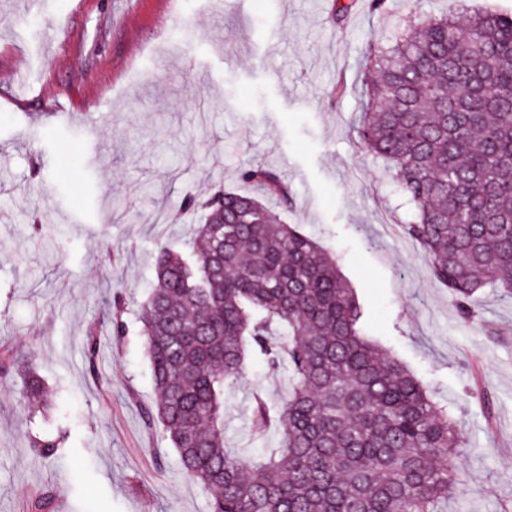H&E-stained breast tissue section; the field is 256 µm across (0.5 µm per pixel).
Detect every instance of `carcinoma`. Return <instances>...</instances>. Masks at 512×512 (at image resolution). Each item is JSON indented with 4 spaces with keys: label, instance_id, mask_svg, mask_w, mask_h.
Masks as SVG:
<instances>
[{
    "label": "carcinoma",
    "instance_id": "1",
    "mask_svg": "<svg viewBox=\"0 0 512 512\" xmlns=\"http://www.w3.org/2000/svg\"><path fill=\"white\" fill-rule=\"evenodd\" d=\"M369 57L358 137L392 163L418 213L404 234L473 318L480 289L512 287V14L477 13L464 28L429 17ZM238 178L254 192L185 198L182 213L201 218L189 253L156 254L139 310L155 391L145 417L160 421L210 512H444L464 445L448 407L363 333L336 258L264 202L292 206L288 186L258 163ZM126 310L120 294L106 303L89 358L99 328L123 335ZM250 356L291 381L280 405L254 395V436L278 423L279 447L263 458L224 448V388L245 377ZM0 372L42 400L22 354L1 359ZM64 447L63 434L31 440L45 458ZM54 501L44 493L27 512Z\"/></svg>",
    "mask_w": 512,
    "mask_h": 512
}]
</instances>
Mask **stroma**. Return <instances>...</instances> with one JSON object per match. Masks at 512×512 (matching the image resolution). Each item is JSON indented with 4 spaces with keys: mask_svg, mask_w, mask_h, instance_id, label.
<instances>
[{
    "mask_svg": "<svg viewBox=\"0 0 512 512\" xmlns=\"http://www.w3.org/2000/svg\"><path fill=\"white\" fill-rule=\"evenodd\" d=\"M0 0V347L20 350L49 394L23 408L0 375V512L49 490L57 512H209L161 425L136 308L160 247L183 249L192 225L163 206L216 184L237 190L257 160L294 199L283 223L332 253L363 311L365 334L395 352L448 405L466 445L447 512H512V292L479 291L461 314L402 227L415 214L392 170L356 127L367 45H388L420 18L512 13V0ZM123 336L86 335L114 294ZM278 403L288 373L249 360L224 390V440L262 456L254 393ZM65 428L43 458L33 435Z\"/></svg>",
    "mask_w": 512,
    "mask_h": 512,
    "instance_id": "obj_1",
    "label": "stroma"
}]
</instances>
